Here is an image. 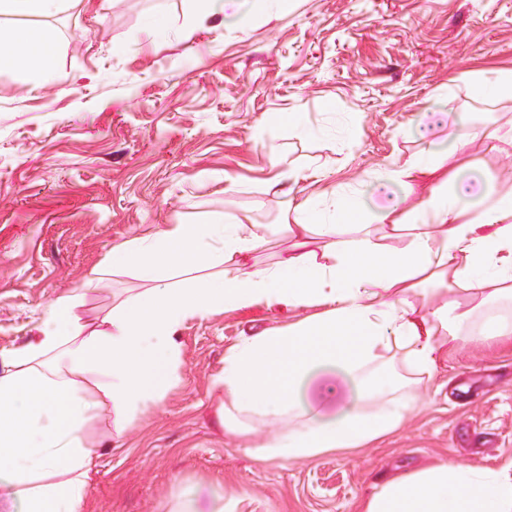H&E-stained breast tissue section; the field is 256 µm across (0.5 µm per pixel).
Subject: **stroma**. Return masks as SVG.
<instances>
[{"label":"stroma","mask_w":512,"mask_h":512,"mask_svg":"<svg viewBox=\"0 0 512 512\" xmlns=\"http://www.w3.org/2000/svg\"><path fill=\"white\" fill-rule=\"evenodd\" d=\"M155 14L170 38L146 32ZM33 25L51 30L60 52L50 85L0 72L1 351L24 344L46 304L90 276L100 279L81 310L90 321L143 290L104 267L134 234L227 212L270 238L256 255L270 265L288 245L282 226L296 200L343 187L367 208L401 201L372 171L447 152L470 114L485 133L465 145L457 176L512 191V158L493 148L512 136V102L478 101L467 83L512 68V0H295L243 23L219 12L195 21L189 0H76ZM443 94L456 110L437 121ZM280 112L304 113L307 132L263 133ZM283 323L263 306L187 322L179 382L102 452L90 512H168L181 492L196 512H212L217 493L237 512H361L392 476L512 460V349L467 341L402 383L414 408L376 446L257 460L214 429L211 379L225 348Z\"/></svg>","instance_id":"obj_1"}]
</instances>
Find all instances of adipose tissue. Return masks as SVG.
<instances>
[{
	"instance_id": "adipose-tissue-1",
	"label": "adipose tissue",
	"mask_w": 512,
	"mask_h": 512,
	"mask_svg": "<svg viewBox=\"0 0 512 512\" xmlns=\"http://www.w3.org/2000/svg\"><path fill=\"white\" fill-rule=\"evenodd\" d=\"M73 0H0V68L29 70L50 83L59 44L29 20ZM457 152L422 154L378 167L376 182L401 186L408 207L362 210L354 194L332 193L329 208L310 198L288 227L294 244L271 266L251 255L267 240L255 225L221 215L203 224H170L115 245L109 267L144 282L99 323L77 314L85 293L66 292L45 306L22 346L0 352V502L21 512H87L90 472L104 443L162 407L178 381V333L196 318L263 305L293 314L286 326L242 337L224 352L212 379V420L226 439L263 462L309 461L364 448L396 432L411 409L393 378L379 371L386 350L401 346L405 365L431 371L457 341H512V315L475 314L512 303V193L457 179ZM353 220L361 231L346 237ZM407 233L388 249L364 224ZM201 269L171 288V273ZM453 284L461 297L421 310L422 285ZM359 379L343 406L297 388L321 367ZM107 428L89 436L87 422ZM295 419L292 427L284 419ZM362 512H512V462L497 468L438 462L384 482Z\"/></svg>"
}]
</instances>
